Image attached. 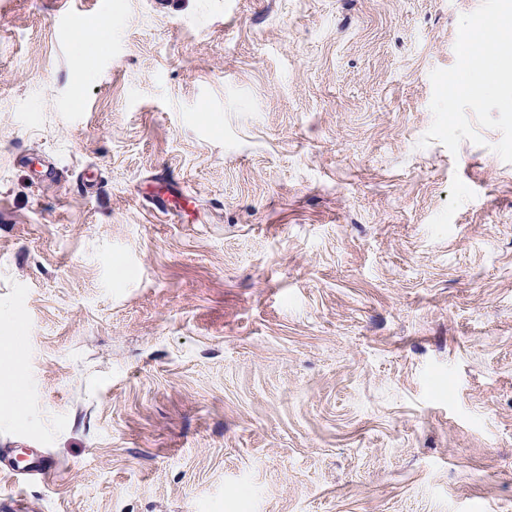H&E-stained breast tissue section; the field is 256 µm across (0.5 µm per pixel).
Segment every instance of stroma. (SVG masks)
<instances>
[{"label":"stroma","mask_w":512,"mask_h":512,"mask_svg":"<svg viewBox=\"0 0 512 512\" xmlns=\"http://www.w3.org/2000/svg\"><path fill=\"white\" fill-rule=\"evenodd\" d=\"M511 4L0 0V512H512ZM480 24L483 31L473 35L474 41L480 45H485L494 51L500 61L501 71L511 68V11H507L504 18L497 20L494 11L489 7L484 9L480 15ZM497 21V22H496ZM496 25L492 28H488ZM488 28V29H485Z\"/></svg>","instance_id":"stroma-1"}]
</instances>
